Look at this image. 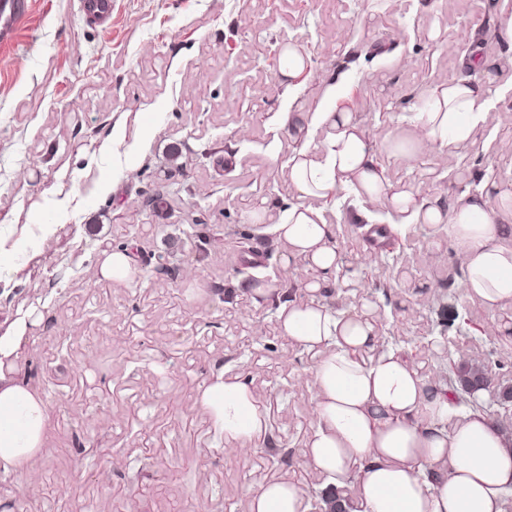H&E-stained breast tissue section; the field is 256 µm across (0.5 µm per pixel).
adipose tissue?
I'll return each mask as SVG.
<instances>
[{"label": "adipose tissue", "instance_id": "ef3b65f1", "mask_svg": "<svg viewBox=\"0 0 512 512\" xmlns=\"http://www.w3.org/2000/svg\"><path fill=\"white\" fill-rule=\"evenodd\" d=\"M484 88L454 79L435 92L417 114L434 146L449 148L469 140L486 119ZM323 147L299 149L290 170L309 204L290 207L275 232L289 260L306 262L321 276L341 265L333 225L322 207L348 189L370 199H386L405 214L392 225L406 236L410 225L437 227L457 247L465 270L466 297L496 309L512 304V220L489 209L479 197L443 207L392 190L375 153L341 102L320 113ZM285 336L319 353L314 368L318 426L306 458L323 478L320 492L329 512H502L512 494V436L493 417L460 410L444 379L422 378L393 351L365 360L361 351L376 344L366 312H335L311 299L279 310ZM25 321L0 336V469L10 470L43 441L47 408L19 378L14 364ZM224 428V444L264 435L267 426L246 384L217 381L203 393ZM303 492L290 483L262 487L248 512H306Z\"/></svg>", "mask_w": 512, "mask_h": 512}]
</instances>
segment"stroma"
I'll return each mask as SVG.
<instances>
[{"mask_svg": "<svg viewBox=\"0 0 512 512\" xmlns=\"http://www.w3.org/2000/svg\"><path fill=\"white\" fill-rule=\"evenodd\" d=\"M511 15L512 0H112L100 31L77 0H37L0 50V335L26 321L16 363L48 419L42 447L0 472V512H195L201 500L225 512L275 481L318 489L304 457L317 357L277 319L316 277L286 263L274 231L302 201L288 162L320 146L318 116L340 92L394 187L500 209L512 195V41L499 23ZM288 43L307 61L292 81L273 56ZM458 77L485 87L488 118L448 153L424 140L416 112ZM324 216L342 253L329 306L373 293L379 342L424 377L439 371L430 333L495 325L476 354L512 384V305L465 296L440 231L371 241L368 227L400 221L382 199L348 197ZM116 250L134 279L103 276ZM220 375L245 383L267 420L237 450L201 400ZM274 448L290 454L271 461Z\"/></svg>", "mask_w": 512, "mask_h": 512, "instance_id": "obj_1", "label": "stroma"}]
</instances>
